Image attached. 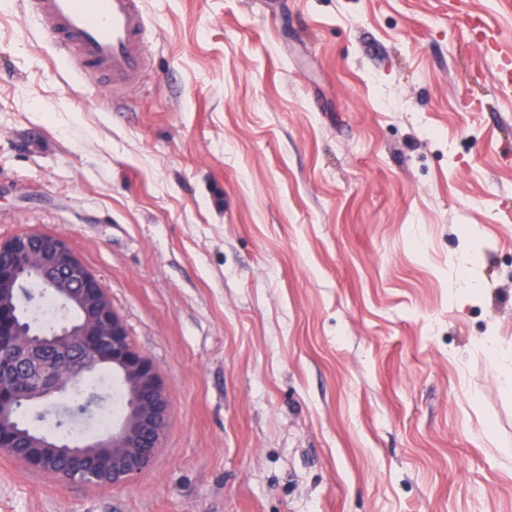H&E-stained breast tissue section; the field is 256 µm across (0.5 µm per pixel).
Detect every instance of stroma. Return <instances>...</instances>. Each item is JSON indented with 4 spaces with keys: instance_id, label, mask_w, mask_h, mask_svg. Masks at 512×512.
Returning a JSON list of instances; mask_svg holds the SVG:
<instances>
[{
    "instance_id": "35a3bbf8",
    "label": "stroma",
    "mask_w": 512,
    "mask_h": 512,
    "mask_svg": "<svg viewBox=\"0 0 512 512\" xmlns=\"http://www.w3.org/2000/svg\"><path fill=\"white\" fill-rule=\"evenodd\" d=\"M142 0L78 78L0 0V240L65 236L172 414L121 485L0 452V512H512V0Z\"/></svg>"
}]
</instances>
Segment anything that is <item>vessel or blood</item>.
I'll list each match as a JSON object with an SVG mask.
<instances>
[{
  "instance_id": "vessel-or-blood-1",
  "label": "vessel or blood",
  "mask_w": 512,
  "mask_h": 512,
  "mask_svg": "<svg viewBox=\"0 0 512 512\" xmlns=\"http://www.w3.org/2000/svg\"><path fill=\"white\" fill-rule=\"evenodd\" d=\"M30 22L47 27L63 57L115 85L145 66L147 24L141 0H28Z\"/></svg>"
}]
</instances>
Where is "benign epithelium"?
<instances>
[{
    "label": "benign epithelium",
    "instance_id": "1",
    "mask_svg": "<svg viewBox=\"0 0 512 512\" xmlns=\"http://www.w3.org/2000/svg\"><path fill=\"white\" fill-rule=\"evenodd\" d=\"M36 275L42 291L70 314L47 334L33 332L25 319L36 305L31 289ZM103 367L112 368L127 396L111 432L81 445L44 435L20 443L11 421L17 399L69 392L77 378ZM1 381L9 387H0V450L12 455L24 447L25 464L43 471L62 452L79 458L85 449L97 448L99 485L123 484L142 472L161 447L172 413L158 366L135 347L97 276L55 233L28 232L0 241Z\"/></svg>",
    "mask_w": 512,
    "mask_h": 512
}]
</instances>
